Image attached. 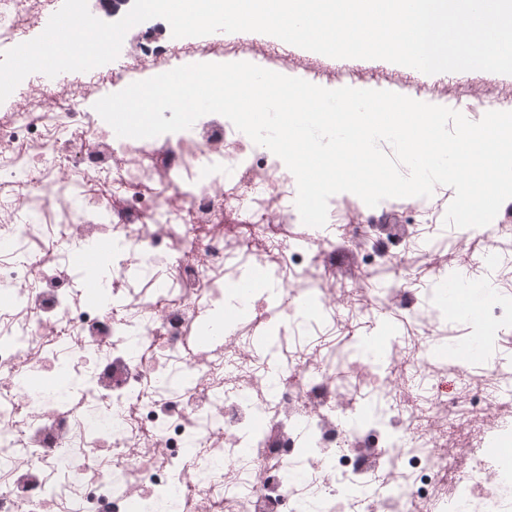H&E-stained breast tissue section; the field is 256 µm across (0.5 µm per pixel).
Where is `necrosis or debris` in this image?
I'll use <instances>...</instances> for the list:
<instances>
[{
	"label": "necrosis or debris",
	"mask_w": 512,
	"mask_h": 512,
	"mask_svg": "<svg viewBox=\"0 0 512 512\" xmlns=\"http://www.w3.org/2000/svg\"><path fill=\"white\" fill-rule=\"evenodd\" d=\"M63 0H0V45L24 29H45ZM215 41L176 38L153 18L126 33L129 71L97 67L70 88L40 76L25 107L0 118V179L39 180L26 196H0V512H54L72 498L81 512H337L371 472L393 483L363 512H512V453L492 421L496 362L449 359L427 338L447 327L442 289L430 301L407 288L413 271L381 211L347 225L342 243L309 235L295 206L289 170L219 114L154 138L115 134L90 100L102 84L120 91L143 70L164 73L189 57L250 55L266 68L287 44L263 35ZM124 184L127 200L103 204L96 185ZM249 217L235 219L242 195ZM112 242V264L97 297L58 278L43 255L51 240L78 252ZM397 309L424 342L407 356L392 337L377 356L351 355L354 337L316 362L257 366L284 353L288 328L334 322L339 297ZM491 333L469 326L465 342L488 348L512 338V290L483 313ZM240 363L245 386L224 380ZM431 370L425 417L365 421L366 399L395 394L400 368ZM250 467L241 499L224 494V437ZM197 465L185 472L188 454ZM63 462L60 478L48 473ZM319 486L306 499V484Z\"/></svg>",
	"instance_id": "necrosis-or-debris-1"
}]
</instances>
